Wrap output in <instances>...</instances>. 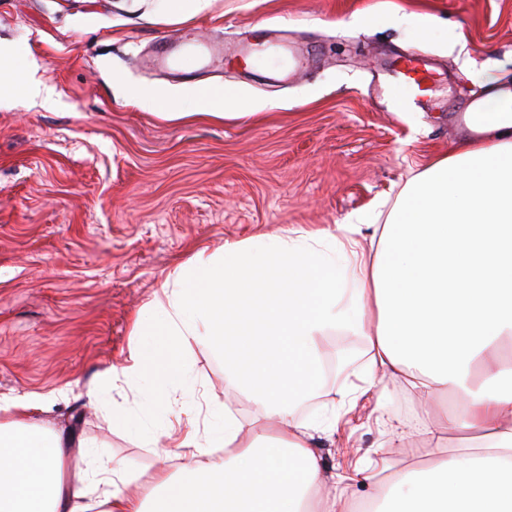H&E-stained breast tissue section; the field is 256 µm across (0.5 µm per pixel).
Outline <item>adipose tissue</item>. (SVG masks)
<instances>
[{
	"mask_svg": "<svg viewBox=\"0 0 512 512\" xmlns=\"http://www.w3.org/2000/svg\"><path fill=\"white\" fill-rule=\"evenodd\" d=\"M471 119L474 139L411 177L386 217L201 249L135 314L133 335L150 342L124 377L178 376L194 349L216 352L225 391L264 427L208 403L183 436L148 440L159 464L145 477L31 423L35 403L1 404L0 512H512V91L477 101ZM338 327L368 356L338 365L361 381L347 402L372 395L386 416V375L420 402L432 446L399 472L323 475L297 416L324 386L321 346ZM449 394L454 408L432 413L430 400ZM450 432L461 447L443 446Z\"/></svg>",
	"mask_w": 512,
	"mask_h": 512,
	"instance_id": "obj_1",
	"label": "adipose tissue"
}]
</instances>
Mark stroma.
Masks as SVG:
<instances>
[{"instance_id": "obj_1", "label": "stroma", "mask_w": 512, "mask_h": 512, "mask_svg": "<svg viewBox=\"0 0 512 512\" xmlns=\"http://www.w3.org/2000/svg\"><path fill=\"white\" fill-rule=\"evenodd\" d=\"M162 42L217 53L175 68L157 62ZM0 47L55 99L45 108L16 86L0 98V400L37 402L33 422L149 474L139 432L161 434L204 399L228 400L245 426L263 419L225 397L224 362L202 349L184 380L127 381L135 312L201 248L334 227L473 139L461 110L512 90V0H210L189 16L159 0H0ZM410 54L442 75L398 112L380 77ZM481 69L494 84L476 82ZM218 83L248 116L199 113ZM143 92L181 99L185 117L138 107ZM116 401L134 429L113 420ZM387 406L412 432L389 450L401 469L428 441L400 383ZM372 408L360 400L334 435L315 433L325 473L370 465L388 438Z\"/></svg>"}]
</instances>
